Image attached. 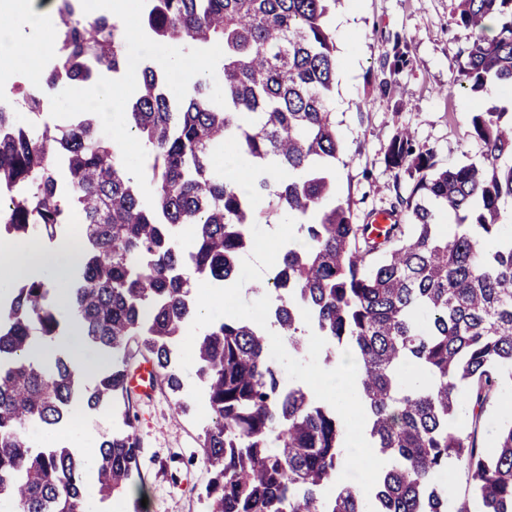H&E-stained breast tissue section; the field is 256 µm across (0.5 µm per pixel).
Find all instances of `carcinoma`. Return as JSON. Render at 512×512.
I'll return each mask as SVG.
<instances>
[{"label":"carcinoma","mask_w":512,"mask_h":512,"mask_svg":"<svg viewBox=\"0 0 512 512\" xmlns=\"http://www.w3.org/2000/svg\"><path fill=\"white\" fill-rule=\"evenodd\" d=\"M334 4L144 0L148 40L197 55L223 43L224 103L214 102L205 77L176 104L165 77L144 66L125 113L148 156L137 177L97 137L94 112L48 127L0 111V244L75 242L82 257L70 289L74 319L52 304L47 274L17 281L0 305V510L88 512L86 462L65 447H37L28 429H52L76 406L97 409L118 396L127 406L93 462L96 495L127 489L140 451L127 367L140 357L157 381L182 392L174 345L196 321L192 276L237 277L253 225L288 222L297 235L279 275L267 279L280 301L275 324L298 355L306 337L320 336L352 356L372 447L391 465L372 489L343 484L341 410L285 386L264 331L226 314L194 348L210 415L200 443L207 512H469L464 504L451 510L441 486L450 464L467 471L483 512H512V421L491 449L459 425L463 412L479 421L512 384V232L504 224L512 113H469L480 158L452 168L438 167L434 150L409 131L393 135L385 163L413 184L396 193L391 213L406 212L411 223L373 235L336 199ZM58 9L66 27L49 69L63 68L72 83L87 82L89 58L101 74L126 69L117 25L75 17L78 0H60ZM450 18L470 31L453 83L477 100L491 86L512 87V0H451ZM410 64L394 35L376 90L393 95ZM229 142L255 169L247 192L212 163ZM269 166L288 170V181L272 184ZM446 213L455 217L449 227ZM75 319L109 361L91 389L66 352L48 362L31 356L59 346ZM333 485L328 500L323 490Z\"/></svg>","instance_id":"1"}]
</instances>
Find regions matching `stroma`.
<instances>
[{
    "label": "stroma",
    "instance_id": "1",
    "mask_svg": "<svg viewBox=\"0 0 512 512\" xmlns=\"http://www.w3.org/2000/svg\"><path fill=\"white\" fill-rule=\"evenodd\" d=\"M449 0H338L334 27L339 65L332 94L336 130L342 149L336 161V196L350 203L356 223L389 210L396 193H408L407 173H395L384 161V148L398 130H411L419 144L432 148L440 166L478 158L481 150L466 114L474 104L463 89L450 83L456 73L461 47L470 35L450 22ZM405 37L411 66L398 77L393 96H381L373 75L379 57L390 45L391 34ZM214 283L195 281L192 297L204 311L197 325L181 336L175 350L185 379V412L174 409L167 388L154 386L150 396L133 395L140 439V473L146 507L136 505L133 490L111 500L92 501L90 512H205L209 475L202 466L200 436L209 420L203 386L195 377L193 348L201 326L223 319L225 312L255 320L257 310L273 313L276 293L224 296L222 305L210 306ZM286 382L309 385L317 376L333 374L340 361L319 339H311L303 357H296L286 341L269 348ZM123 404L95 410L75 408L81 420L70 433L69 447L93 457L100 442L122 421Z\"/></svg>",
    "mask_w": 512,
    "mask_h": 512
}]
</instances>
